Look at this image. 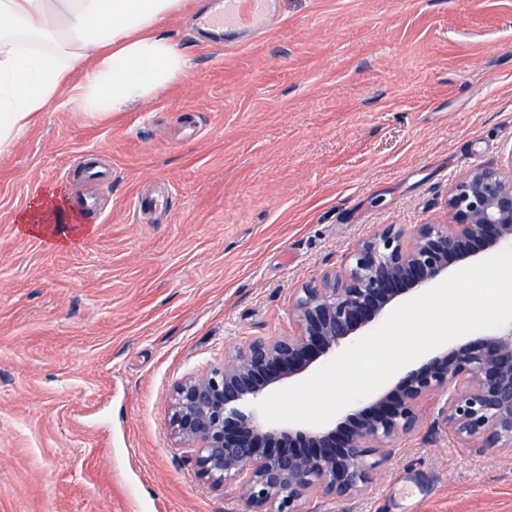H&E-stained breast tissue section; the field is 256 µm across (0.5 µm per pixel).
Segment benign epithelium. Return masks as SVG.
<instances>
[{"label": "benign epithelium", "mask_w": 512, "mask_h": 512, "mask_svg": "<svg viewBox=\"0 0 512 512\" xmlns=\"http://www.w3.org/2000/svg\"><path fill=\"white\" fill-rule=\"evenodd\" d=\"M448 209L452 223L419 224L409 241L390 225L362 242L343 269L300 289L291 308L295 332L256 336L223 367L176 384L171 425L202 479L235 494L245 512H303L314 495H358L441 394L448 398L432 420L434 433L512 452V328L433 355L332 428L268 423L256 408L378 322L402 294L511 241L512 153L508 169L478 167L459 180Z\"/></svg>", "instance_id": "benign-epithelium-1"}]
</instances>
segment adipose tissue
Segmentation results:
<instances>
[{
    "mask_svg": "<svg viewBox=\"0 0 512 512\" xmlns=\"http://www.w3.org/2000/svg\"><path fill=\"white\" fill-rule=\"evenodd\" d=\"M188 0H0V152L57 101L82 71L78 107L92 118L147 102L183 77L188 63L155 33ZM21 233L70 246L88 233L55 191L16 216Z\"/></svg>",
    "mask_w": 512,
    "mask_h": 512,
    "instance_id": "obj_1",
    "label": "adipose tissue"
}]
</instances>
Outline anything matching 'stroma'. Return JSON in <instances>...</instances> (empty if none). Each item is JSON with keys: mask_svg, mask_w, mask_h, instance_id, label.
<instances>
[{"mask_svg": "<svg viewBox=\"0 0 512 512\" xmlns=\"http://www.w3.org/2000/svg\"><path fill=\"white\" fill-rule=\"evenodd\" d=\"M156 33L190 61L148 104L80 113L73 72L0 153V512H241L186 458L173 390L255 336L388 225L450 221L454 183L512 153V0H278L246 46ZM99 150L92 230L50 248L18 211ZM164 219L136 215L143 185ZM305 512H512V454L430 434L366 493ZM168 206V192L159 188L146 195L140 194L134 202V208L138 212H156L166 210Z\"/></svg>", "mask_w": 512, "mask_h": 512, "instance_id": "stroma-1", "label": "stroma"}]
</instances>
